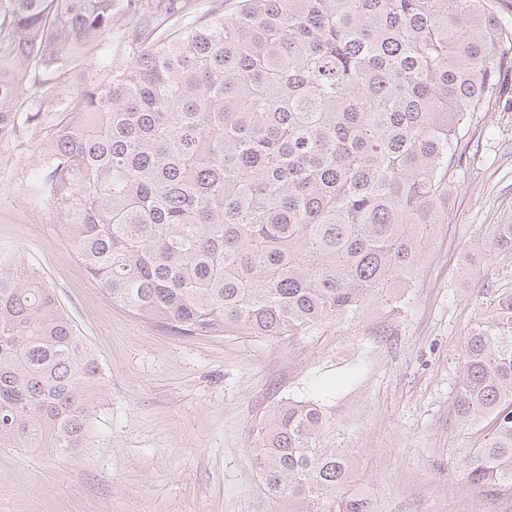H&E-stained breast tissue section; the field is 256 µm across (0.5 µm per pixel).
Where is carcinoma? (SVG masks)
I'll return each instance as SVG.
<instances>
[{"instance_id":"carcinoma-1","label":"carcinoma","mask_w":512,"mask_h":512,"mask_svg":"<svg viewBox=\"0 0 512 512\" xmlns=\"http://www.w3.org/2000/svg\"><path fill=\"white\" fill-rule=\"evenodd\" d=\"M140 40L156 0H0V142L45 130L35 198L53 202L112 303L183 336H304L414 286L468 151L500 103L512 40L485 0H240L69 97L51 124L25 97L65 87L115 27ZM489 253H512V224ZM455 411L492 430L465 465L512 494V293L463 337ZM106 385L53 289L0 253V448L86 447ZM323 407L284 399L250 448L287 512H370L338 497L354 456Z\"/></svg>"}]
</instances>
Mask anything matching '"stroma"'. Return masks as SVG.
Listing matches in <instances>:
<instances>
[{
  "label": "stroma",
  "mask_w": 512,
  "mask_h": 512,
  "mask_svg": "<svg viewBox=\"0 0 512 512\" xmlns=\"http://www.w3.org/2000/svg\"><path fill=\"white\" fill-rule=\"evenodd\" d=\"M160 2L157 39L239 0H192L185 12ZM467 137L448 221L397 307L374 303L291 340L181 336L112 304L54 206L30 191L41 132L0 143V252H20L54 289L108 379L85 448H0V512H281L249 446L288 397L321 404L337 447L358 455L342 496L369 499L373 512H470L464 465L485 427L454 412L460 344L512 290V254L484 251L496 225L512 224V108L475 113Z\"/></svg>",
  "instance_id": "obj_1"
}]
</instances>
